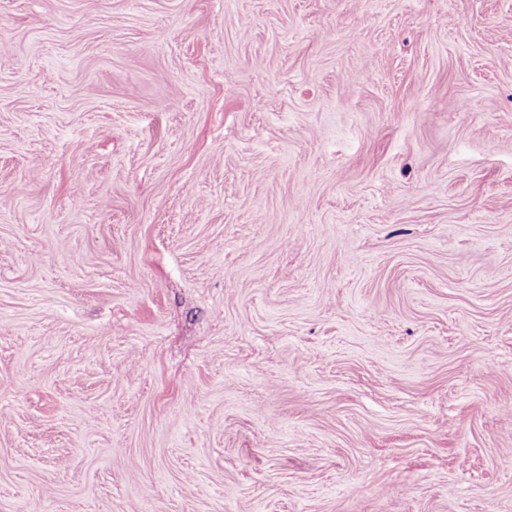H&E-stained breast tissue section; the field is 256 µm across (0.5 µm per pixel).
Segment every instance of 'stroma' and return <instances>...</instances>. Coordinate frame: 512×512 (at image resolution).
Returning a JSON list of instances; mask_svg holds the SVG:
<instances>
[{
  "instance_id": "1",
  "label": "stroma",
  "mask_w": 512,
  "mask_h": 512,
  "mask_svg": "<svg viewBox=\"0 0 512 512\" xmlns=\"http://www.w3.org/2000/svg\"><path fill=\"white\" fill-rule=\"evenodd\" d=\"M0 512H512V0H0Z\"/></svg>"
}]
</instances>
